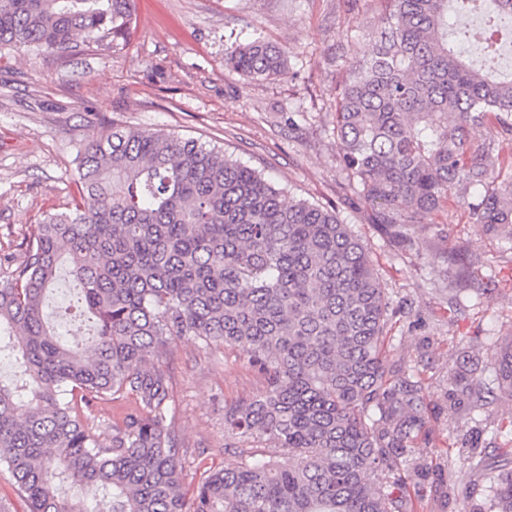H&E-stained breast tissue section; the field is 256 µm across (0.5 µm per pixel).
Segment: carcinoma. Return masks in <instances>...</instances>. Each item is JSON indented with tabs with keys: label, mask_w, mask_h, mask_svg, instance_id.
<instances>
[{
	"label": "carcinoma",
	"mask_w": 512,
	"mask_h": 512,
	"mask_svg": "<svg viewBox=\"0 0 512 512\" xmlns=\"http://www.w3.org/2000/svg\"><path fill=\"white\" fill-rule=\"evenodd\" d=\"M373 54L350 66L336 99L339 162L380 207L396 246L405 225L450 200L471 223L512 242V0H386ZM484 13V64L450 22ZM134 0H0V47L60 56L85 42L117 48ZM288 51L263 40L225 49L248 81L284 71ZM72 209L47 215L0 272V465L26 512H406L399 450L425 426L422 382L389 364L390 307L368 251L336 212L286 198L224 150L163 131L112 127L82 152ZM458 282L479 289L480 258L458 254ZM76 289L66 313L96 321L70 345L46 312L63 265ZM235 345L261 394L224 404L234 459L206 465L187 496L186 450L168 420L174 340ZM512 395V338L494 355ZM481 398L482 377L456 373ZM98 401L129 402L105 445L83 422ZM250 442L273 454L257 456ZM286 455L294 464H283ZM491 486L512 512V456ZM77 486L80 497L60 495Z\"/></svg>",
	"instance_id": "cac0c4a2"
}]
</instances>
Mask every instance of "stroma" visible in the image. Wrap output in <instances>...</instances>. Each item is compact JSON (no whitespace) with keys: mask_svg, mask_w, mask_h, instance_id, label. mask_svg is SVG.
I'll list each match as a JSON object with an SVG mask.
<instances>
[{"mask_svg":"<svg viewBox=\"0 0 512 512\" xmlns=\"http://www.w3.org/2000/svg\"><path fill=\"white\" fill-rule=\"evenodd\" d=\"M384 0H136V25L119 49L103 43L61 58L0 51V257L47 214L67 211L88 136L118 124L163 130L222 146L287 196L336 211L373 261L391 304L390 364L424 388L426 450L403 459L408 512H493L496 480L479 467L512 449V395L493 391L453 409L449 378L494 380L493 355L512 335V246L484 235L457 204L408 225L396 247L353 193L333 133L336 99L353 61L370 56ZM261 38L286 48L273 80L250 82L224 66V50ZM480 255L483 295L464 291L449 307L447 258ZM169 415L187 450L186 489L199 459L229 451L224 405L264 382L233 347L172 344Z\"/></svg>","mask_w":512,"mask_h":512,"instance_id":"obj_1","label":"stroma"}]
</instances>
